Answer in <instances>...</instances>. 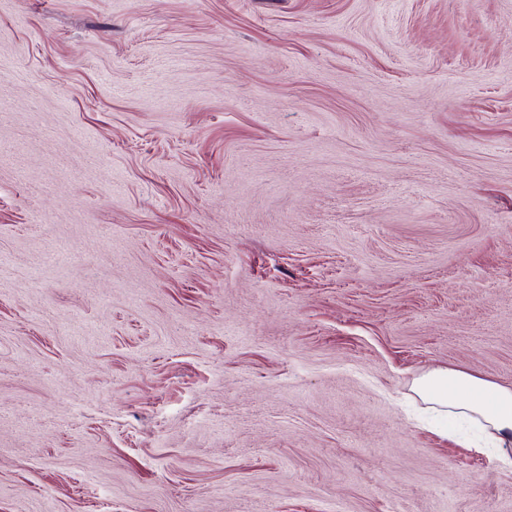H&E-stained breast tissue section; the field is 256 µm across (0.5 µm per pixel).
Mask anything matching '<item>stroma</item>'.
<instances>
[{"label":"stroma","instance_id":"35a3bbf8","mask_svg":"<svg viewBox=\"0 0 512 512\" xmlns=\"http://www.w3.org/2000/svg\"><path fill=\"white\" fill-rule=\"evenodd\" d=\"M0 143V512H512V0H0ZM411 391L437 414L473 424L493 448L512 438V387L460 370L435 369L412 381Z\"/></svg>","mask_w":512,"mask_h":512}]
</instances>
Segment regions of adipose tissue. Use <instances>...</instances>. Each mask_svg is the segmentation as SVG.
I'll use <instances>...</instances> for the list:
<instances>
[{
  "label": "adipose tissue",
  "mask_w": 512,
  "mask_h": 512,
  "mask_svg": "<svg viewBox=\"0 0 512 512\" xmlns=\"http://www.w3.org/2000/svg\"><path fill=\"white\" fill-rule=\"evenodd\" d=\"M411 390L434 412L478 427L492 447L512 442V387L460 370L435 369L415 378Z\"/></svg>",
  "instance_id": "1"
}]
</instances>
